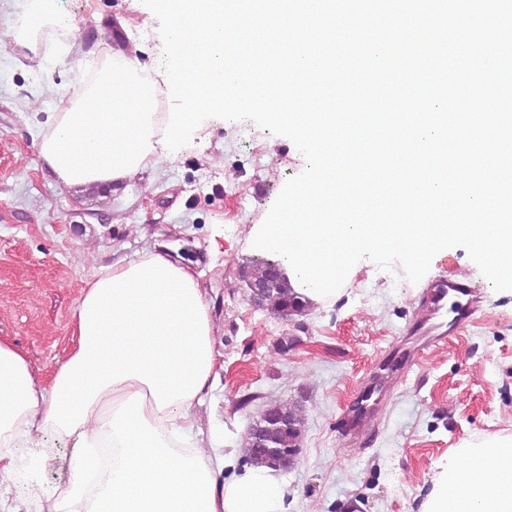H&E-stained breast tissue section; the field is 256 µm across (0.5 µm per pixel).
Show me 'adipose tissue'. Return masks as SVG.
Returning <instances> with one entry per match:
<instances>
[{
	"instance_id": "1",
	"label": "adipose tissue",
	"mask_w": 512,
	"mask_h": 512,
	"mask_svg": "<svg viewBox=\"0 0 512 512\" xmlns=\"http://www.w3.org/2000/svg\"><path fill=\"white\" fill-rule=\"evenodd\" d=\"M77 343L43 376L0 339V474L39 512H289L272 470L203 430L214 329L195 276L159 253L101 267L71 314ZM73 444L75 478L47 491L48 438ZM475 471L447 464L424 512H512V436L480 443Z\"/></svg>"
}]
</instances>
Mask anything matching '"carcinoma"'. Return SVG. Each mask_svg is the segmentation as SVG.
<instances>
[{
    "mask_svg": "<svg viewBox=\"0 0 512 512\" xmlns=\"http://www.w3.org/2000/svg\"><path fill=\"white\" fill-rule=\"evenodd\" d=\"M242 281L248 285L251 296L258 299L261 309L282 320L287 321L308 308L288 284L285 273L268 263L243 272ZM303 427L299 405L281 401L267 404L249 426L252 449L245 453L247 463L273 470L276 456L298 455Z\"/></svg>",
    "mask_w": 512,
    "mask_h": 512,
    "instance_id": "carcinoma-1",
    "label": "carcinoma"
}]
</instances>
